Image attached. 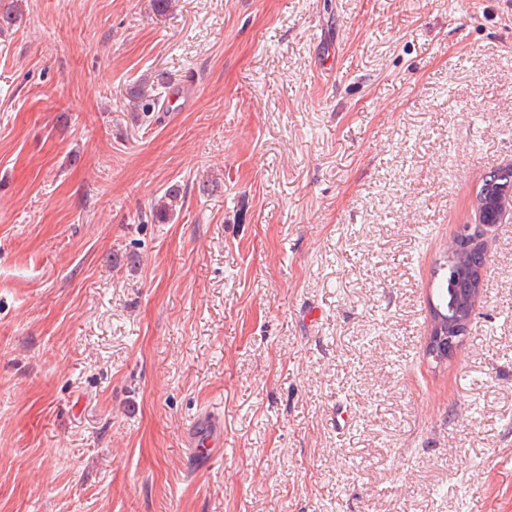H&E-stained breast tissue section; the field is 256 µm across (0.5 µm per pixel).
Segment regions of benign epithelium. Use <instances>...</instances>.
Masks as SVG:
<instances>
[{
    "instance_id": "7a95c632",
    "label": "benign epithelium",
    "mask_w": 512,
    "mask_h": 512,
    "mask_svg": "<svg viewBox=\"0 0 512 512\" xmlns=\"http://www.w3.org/2000/svg\"><path fill=\"white\" fill-rule=\"evenodd\" d=\"M512 219V198L490 194L477 208L473 224L459 227L451 248L444 257V265L459 270L466 280L465 288L454 295L449 312L437 308L432 312L426 341V355L440 367L452 359L468 335L473 311L483 293L484 266L471 264L475 254L487 257V235L491 228Z\"/></svg>"
}]
</instances>
